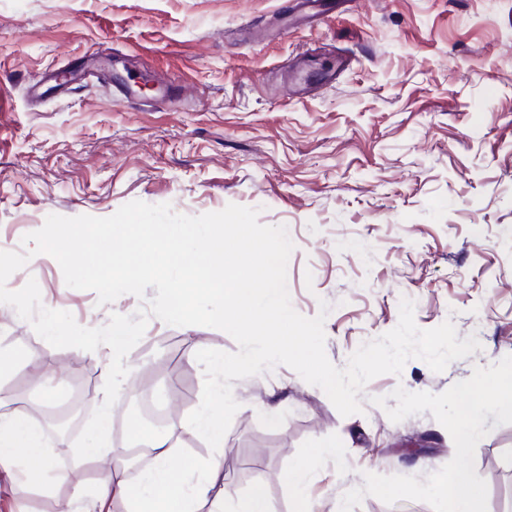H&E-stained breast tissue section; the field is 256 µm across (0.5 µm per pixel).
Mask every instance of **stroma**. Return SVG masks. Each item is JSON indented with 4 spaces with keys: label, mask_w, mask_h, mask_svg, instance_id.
I'll return each mask as SVG.
<instances>
[{
    "label": "stroma",
    "mask_w": 512,
    "mask_h": 512,
    "mask_svg": "<svg viewBox=\"0 0 512 512\" xmlns=\"http://www.w3.org/2000/svg\"><path fill=\"white\" fill-rule=\"evenodd\" d=\"M294 4L0 0V250L26 252L23 237L51 214L108 217L140 200L197 216L232 203L286 228L291 304L308 318L328 304L335 366L393 329L405 298L419 328L449 320L458 339L476 337L480 350L442 372L412 359L372 379L358 395L362 413L347 417L285 365L234 381L239 409L219 451L193 429L152 425L124 396L146 367L172 359L177 384L162 375L149 393L186 419L204 381L196 341L225 352L237 343L216 328L150 319L112 408L109 445L136 463L126 478L154 463L145 434L165 433L174 455L225 467L231 495L260 484L271 512H291L284 470L332 444L309 503L335 512L365 474L422 480L454 456L431 412L389 419L396 388L440 394L512 354V0H320L309 25ZM31 278L44 307L84 327L140 306L130 294L98 305L46 254L7 287ZM28 352L52 396L22 373L0 378V390L27 403L54 467L76 475L41 494L1 481L0 512L77 502L98 469L58 455L49 419L76 406L90 418L110 348H53L0 308V356ZM485 425L474 466L488 512H512V424L490 415Z\"/></svg>",
    "instance_id": "obj_1"
}]
</instances>
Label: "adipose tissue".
Returning a JSON list of instances; mask_svg holds the SVG:
<instances>
[{"instance_id": "obj_1", "label": "adipose tissue", "mask_w": 512, "mask_h": 512, "mask_svg": "<svg viewBox=\"0 0 512 512\" xmlns=\"http://www.w3.org/2000/svg\"><path fill=\"white\" fill-rule=\"evenodd\" d=\"M155 465L133 483L118 477L116 468L101 471L92 492L82 495L68 512H109L113 498H123L129 512H270L266 492L255 486L244 497L232 498L218 465L189 462L170 451L167 438L154 439ZM0 473L10 480L43 491L66 481L49 461L42 433L26 410L0 399Z\"/></svg>"}]
</instances>
